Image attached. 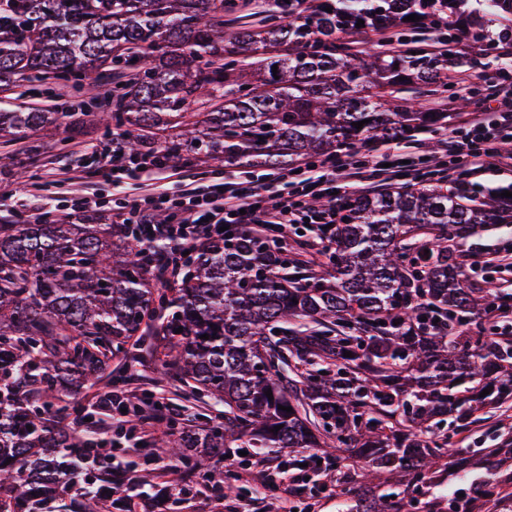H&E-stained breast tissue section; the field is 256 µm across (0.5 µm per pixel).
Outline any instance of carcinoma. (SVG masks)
I'll return each mask as SVG.
<instances>
[{
    "mask_svg": "<svg viewBox=\"0 0 512 512\" xmlns=\"http://www.w3.org/2000/svg\"><path fill=\"white\" fill-rule=\"evenodd\" d=\"M411 14L420 20L403 21ZM360 19L365 30L435 20L482 51L512 45V0H317L298 20L228 36L224 0H0V88L32 79L80 87L107 66L115 111L104 121L125 154L185 148L228 165L288 167L438 120L399 112L386 96L446 85L464 58L450 49L354 56L337 35ZM200 95L203 111H189ZM61 116L1 107L0 137L24 138ZM505 190L458 184L354 197L336 225L333 279L296 278V260L239 234L199 253L171 299L149 287L118 224L0 228V512L154 504L113 483L156 488L168 475L116 473L107 449L52 414L70 408L84 420L75 395L101 381L112 359L152 347L143 324L163 308L161 367L224 405V422L162 429L151 453L163 450L184 465L182 478L219 488L223 473L208 462L217 453L276 448L296 462L317 448L328 469L343 456L372 473H404L402 493L361 497L350 512H414L454 437L477 413L512 401V294L471 286L456 256L478 228L512 224ZM306 318L325 330L279 335ZM287 356L305 367L296 380L283 374ZM497 497L490 485L467 512H488Z\"/></svg>",
    "mask_w": 512,
    "mask_h": 512,
    "instance_id": "obj_1",
    "label": "carcinoma"
}]
</instances>
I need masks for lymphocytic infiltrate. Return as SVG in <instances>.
<instances>
[{
	"mask_svg": "<svg viewBox=\"0 0 512 512\" xmlns=\"http://www.w3.org/2000/svg\"><path fill=\"white\" fill-rule=\"evenodd\" d=\"M461 82L476 104L474 111L460 114L436 147L417 160L407 163L399 153L370 155L344 147L299 160L285 170L283 187L274 193L265 175L228 172L205 186L194 179L148 190L113 209L112 221L128 228L137 250L148 256V276L162 282L176 276L185 253H196L204 242H223L228 233L257 232L279 248L308 222L319 227L309 244L311 259H319L334 249V227L366 185L459 181L489 160L512 167V156L499 154L500 144L512 140V73L483 71Z\"/></svg>",
	"mask_w": 512,
	"mask_h": 512,
	"instance_id": "obj_1",
	"label": "lymphocytic infiltrate"
}]
</instances>
